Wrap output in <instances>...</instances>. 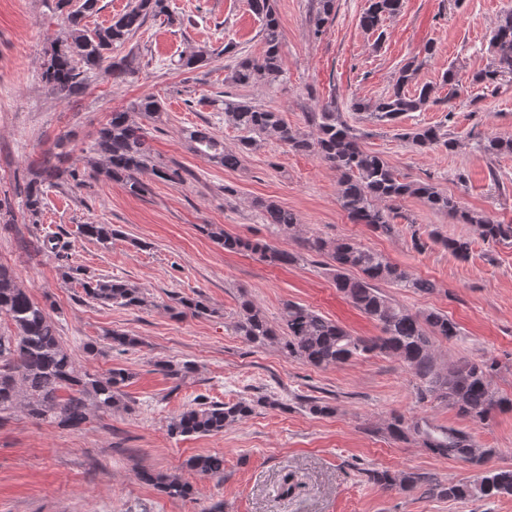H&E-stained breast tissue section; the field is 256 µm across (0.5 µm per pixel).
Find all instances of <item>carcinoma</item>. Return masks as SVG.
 <instances>
[{"label": "carcinoma", "mask_w": 512, "mask_h": 512, "mask_svg": "<svg viewBox=\"0 0 512 512\" xmlns=\"http://www.w3.org/2000/svg\"><path fill=\"white\" fill-rule=\"evenodd\" d=\"M99 0H57L58 9H68L67 31L45 51L41 80L55 96L69 100L80 96L88 85V74L103 71L115 82L127 75L124 61L111 57L150 19L165 18L173 24L169 0H133L125 11L114 16L106 26L87 28L84 20L97 13ZM404 0H368L359 18L367 32L384 37V22L400 14ZM252 11L262 20L263 54L256 58L240 55L225 81L241 86L260 79L274 81L282 73L281 23L272 0H250ZM336 16V0H316L310 32L315 38L327 33ZM489 48L493 61L485 70L462 77L452 66L442 74V85L448 94L457 92L463 81L486 86L512 79V9L502 11L491 32ZM211 55L193 51L178 59L186 70L209 64ZM420 65L411 60L399 69L392 90L374 101L355 100L352 110L365 112L378 122L396 125L413 112H421L439 102L435 88L429 83L417 84ZM224 110V122L241 130L237 146L224 147L207 127L186 131L189 149L196 155L215 161L228 170L238 168L243 157L269 139L297 152L314 153L339 175L337 197L340 206L354 224L389 233L399 217L397 203L410 197L421 200L429 209L453 215L463 224L474 227L487 242L512 241V224H502L477 212L460 209L458 202L435 186L424 182H407L398 177L378 154L364 148L360 134L336 111V96L329 94L316 112L305 113L309 131L292 128L282 113L262 108L226 95L212 101ZM162 112L158 100L148 96L130 108L111 113L91 146L85 160L96 175L125 186L132 194L147 192L144 176L179 183L182 169L157 164L150 145V135L143 119L157 120ZM398 136L420 149L442 145L454 148L448 134L439 126L410 127ZM490 157L512 155V137L494 136L482 144ZM74 177L60 155H46L32 171L24 187V205L36 216L45 205V183ZM252 206L259 210L264 223L282 232L296 234L300 224L296 214L270 199L257 198ZM79 233L105 246L118 235L110 224H82ZM210 235L227 253H250L273 266H293L303 254L325 256L331 261L336 290L352 306L380 327L379 336H355L310 308L293 301L282 304L277 324L249 298L240 303V319L236 332L255 346L276 341L288 356L317 368L335 367L353 359L392 356L401 360L422 381L420 399L435 398L447 402L457 414L475 423L489 419L492 413L512 409V400L497 395L491 388L494 363L460 360L444 369L436 358L433 338L452 339L460 334L457 323L436 311L417 314L399 306L381 288L390 284L407 291L430 293L435 284L414 276L406 268L391 262L385 255L351 239H325L319 236L301 239L302 251L290 252L260 240L233 235L214 228ZM432 242L441 245L458 259L469 257L472 241L448 238L433 230ZM358 275L352 276L349 271ZM86 297L102 304L124 308H140L146 298L140 289L120 279H80ZM176 315H201L209 307L201 300L177 299ZM0 314L14 327L10 334H0V421L15 412L61 429L79 431L97 412L125 409L123 388L133 377L126 368L114 367L105 373L91 372L76 364L64 346L57 322L47 306L34 301L22 287L15 273L0 264ZM108 341L113 348H133L138 339L124 332L112 331ZM157 367L173 379H183L193 370L189 362L160 361ZM254 405L249 400L213 402L203 397L196 405L182 411L170 424L175 436H203L224 432V428L249 417ZM388 436L398 442L414 441L437 457L454 458L484 466L493 449L483 448L471 436L454 427L434 426L424 419L408 420L394 414L385 426ZM189 469L203 476L224 478V456L220 454L192 456ZM368 478L374 484L391 489L399 487L415 491L430 484L428 477L412 471L371 470ZM142 482L156 487L171 498L185 499L191 486L180 478L164 473L144 472ZM431 491L450 500L492 499L512 496V469H486L473 483L450 482L431 484Z\"/></svg>", "instance_id": "cac0c4a2"}]
</instances>
